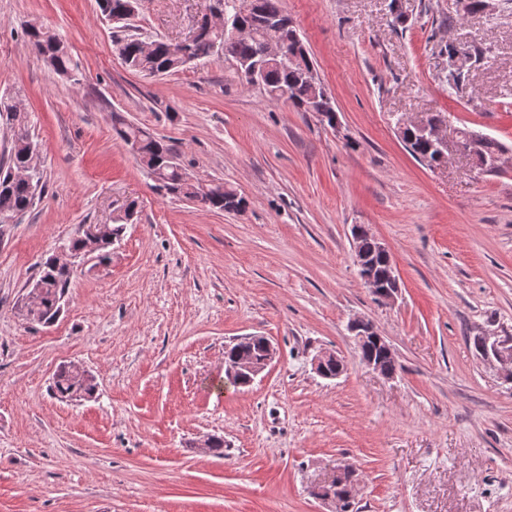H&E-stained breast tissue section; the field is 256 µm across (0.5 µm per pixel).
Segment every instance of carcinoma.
Masks as SVG:
<instances>
[{"mask_svg":"<svg viewBox=\"0 0 512 512\" xmlns=\"http://www.w3.org/2000/svg\"><path fill=\"white\" fill-rule=\"evenodd\" d=\"M216 8L222 10L223 19L229 27L249 25L252 35L236 38L222 27L202 23L195 41L186 54L177 45L164 40H152V48L144 51V40L135 35H127L119 41V53L124 62L139 71L153 76L174 74L192 63L214 55L224 56L233 62L237 71L247 78H256V86L271 100L283 97L298 112H313L320 121L333 126L336 106L332 96L320 80H311L309 71L313 68L309 52L299 38L291 20L282 8L281 0H255L254 11L248 13L240 8V0H215ZM137 0H97L101 14L106 17L124 16ZM278 35L288 54L297 62L284 59L270 63L260 56L261 45L272 35ZM29 41L35 53L54 71L70 75V55L65 44L47 28H31ZM448 55L462 53L463 67L448 78V87L461 91L470 82L472 71L479 68L489 57L490 49L476 44H465L459 48L450 43L445 46ZM7 114L6 125L10 128L12 147L8 161L0 163V222L30 211L36 203L35 185L42 183V172L36 168L32 175L34 183L12 177V171L26 167L33 157L39 155V145L30 136L27 113L16 105L0 98V115ZM112 128L124 142L137 145V160L155 182L157 189L179 199L197 203L200 207L213 211L239 210L245 205L244 198L222 180L196 181L190 177L176 161L172 148L157 138L146 127L126 119L119 113H112ZM403 143L410 154L419 162L430 164L436 160L431 143L414 128L404 132ZM135 213V203H130L124 213L114 217L106 225L100 248V262L109 258V248L121 239L126 224ZM357 248L370 257L371 266L367 273L377 280L387 277L389 259L382 256L377 239L364 234L358 238ZM73 271L56 264L49 256L41 261L33 281L40 286L35 307L24 314L30 323L50 325L61 315L60 306L65 302L71 286ZM363 355L376 357L381 371L395 375L398 370L396 358L381 352L376 346L367 347ZM55 394L65 400L89 399L96 395L97 385L90 375L81 374L74 363L61 365L53 381Z\"/></svg>","mask_w":512,"mask_h":512,"instance_id":"obj_1","label":"carcinoma"}]
</instances>
